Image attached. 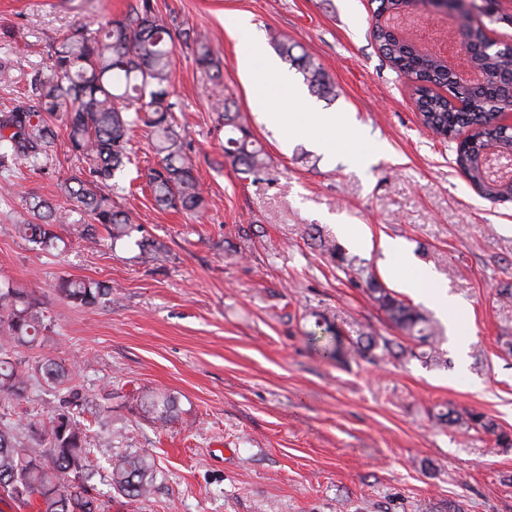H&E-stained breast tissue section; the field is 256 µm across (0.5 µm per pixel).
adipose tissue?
<instances>
[{"mask_svg":"<svg viewBox=\"0 0 512 512\" xmlns=\"http://www.w3.org/2000/svg\"><path fill=\"white\" fill-rule=\"evenodd\" d=\"M228 34L239 41L238 67L249 86L260 85L271 79L285 84L294 103L299 108L306 109L307 103L299 87L290 84L288 76L282 72L277 60L268 54L262 40L255 36L250 18L244 15L237 16L229 27ZM379 246L385 254L397 257L402 268L406 270L405 275L398 281L399 287L431 300L445 315H453L456 309L454 302L432 283L427 274L410 273L411 262L400 242L384 239L380 241Z\"/></svg>","mask_w":512,"mask_h":512,"instance_id":"1","label":"adipose tissue"}]
</instances>
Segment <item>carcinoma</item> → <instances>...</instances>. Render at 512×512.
<instances>
[{
    "instance_id": "1",
    "label": "carcinoma",
    "mask_w": 512,
    "mask_h": 512,
    "mask_svg": "<svg viewBox=\"0 0 512 512\" xmlns=\"http://www.w3.org/2000/svg\"><path fill=\"white\" fill-rule=\"evenodd\" d=\"M370 4L373 39L396 75L412 84L422 125L436 135L464 136L455 164L483 197L499 200L512 194V185L489 177L480 163L491 139L512 148V127L499 122V113L512 103V84L501 79L512 68V46L487 41L485 29L461 14L458 28L474 47L471 67L487 78L483 86L461 85L449 79L447 58L423 55L411 41L391 32L388 21L399 16L406 0H370ZM177 38L193 52L199 68L215 79L221 77L220 61L205 34L179 30L176 17L157 13L151 0H131L125 12L100 27L78 24L57 39L51 54L54 78L44 81L37 75L31 81L36 108L19 105L0 112L1 167L12 157L34 164L46 153L54 133L48 127L34 128L32 120L38 112L67 114L71 150L88 164L87 170L60 183L63 204L40 198L29 202L31 219L16 228L33 249L63 252L66 242L58 229L68 224L83 239L96 238L102 228L112 243L131 242L145 260H161L162 245L143 234L141 225L101 192L108 183L124 190L118 178L131 163L132 131L141 125L150 131L157 158L146 173L155 204L186 212L204 208L200 180L188 155L190 144L176 124L179 105L170 92ZM269 40L280 58L302 76L311 95L328 102L335 99V85L319 62L306 52L294 54L297 44L275 34ZM213 110L224 121V160L243 175L255 177L263 172L268 156L235 103L218 100ZM77 215L88 216V222L79 223ZM313 231L321 254L343 270L353 268L354 258L341 244L320 235L316 227ZM364 284L391 325L414 346L363 332L352 343L356 355L372 362L409 356L426 365L448 366L435 347L441 330L426 311L398 298L371 274ZM57 293L76 307H86L111 301L112 286L92 279L62 278ZM47 322L31 290L0 284V401H23L34 379L51 386L73 382L74 366H66L60 358H47L27 370L13 360L16 348L44 341ZM140 403L156 423L168 425L175 419V399L168 393H153ZM437 420L465 432L491 434L498 446L512 447V435L498 430L481 412L449 405ZM24 430L26 436L21 439L16 427L0 424V492L21 506L36 499L40 512H101L103 502L91 494L100 470L91 458L86 425L71 408L54 410L47 420ZM156 478L155 462L146 452L124 456L108 474L112 490L130 499L148 498Z\"/></svg>"
}]
</instances>
